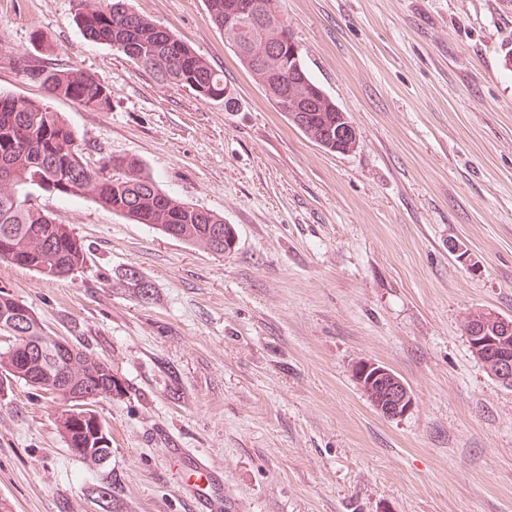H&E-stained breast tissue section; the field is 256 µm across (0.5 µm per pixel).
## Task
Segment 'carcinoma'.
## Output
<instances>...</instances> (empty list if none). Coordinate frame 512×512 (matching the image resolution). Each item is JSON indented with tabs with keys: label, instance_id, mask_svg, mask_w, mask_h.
<instances>
[{
	"label": "carcinoma",
	"instance_id": "cac0c4a2",
	"mask_svg": "<svg viewBox=\"0 0 512 512\" xmlns=\"http://www.w3.org/2000/svg\"><path fill=\"white\" fill-rule=\"evenodd\" d=\"M214 25L224 34L240 64L265 87L280 112L300 104L288 86L302 88L315 99L311 120L300 131L312 142L336 127V102L309 75L288 73V50L271 48L288 29L281 0H206ZM76 21L90 40L105 44L152 71L163 83L187 86L205 101L229 107L231 89L224 73L214 69L170 30L138 14L129 0H77ZM27 80L36 81L47 97L65 98L95 111L112 107V91L94 75L73 65L51 64L22 54L15 58ZM65 197H90L134 224H147L185 243L215 254L235 245L232 225L224 217L166 194L133 159L107 154L91 167L83 157L67 121L47 103L0 93V262L32 270L50 280L66 278L82 268L86 249L67 224H58L34 202L32 190ZM25 338L0 329V380L22 382L55 401L61 395L92 388L110 398L123 393L125 382L105 361L75 346L60 362L27 358L29 347L49 351L55 340L33 312L26 315ZM59 432L64 441L90 424L92 410L61 404ZM107 512H122V481L110 472ZM89 488L93 495L101 488Z\"/></svg>",
	"mask_w": 512,
	"mask_h": 512
}]
</instances>
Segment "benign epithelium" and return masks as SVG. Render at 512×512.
Returning <instances> with one entry per match:
<instances>
[{"mask_svg":"<svg viewBox=\"0 0 512 512\" xmlns=\"http://www.w3.org/2000/svg\"><path fill=\"white\" fill-rule=\"evenodd\" d=\"M336 128L335 151L346 153L357 145V133L346 117ZM465 335L471 350L499 383L512 387V319L486 312L476 321L468 320ZM357 382L367 392L375 410L386 418L408 412L413 404L407 384L392 369L376 361L363 360L356 365Z\"/></svg>","mask_w":512,"mask_h":512,"instance_id":"7a95c632","label":"benign epithelium"}]
</instances>
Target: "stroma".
Instances as JSON below:
<instances>
[{
  "mask_svg": "<svg viewBox=\"0 0 512 512\" xmlns=\"http://www.w3.org/2000/svg\"><path fill=\"white\" fill-rule=\"evenodd\" d=\"M130 2L223 71L234 106L88 40L75 0H0V91L42 98L12 59L52 42L47 61L112 92L106 112L50 102L85 158L136 160L222 214L235 248L35 192L87 261L60 280L0 265V287L127 392L96 405L107 470L67 450L56 403L0 392V508L93 512L86 489L112 470L128 512H188L175 444L223 475L230 512H512V389L464 334L470 312L512 318V0H282L305 67L357 131L348 153L288 124L205 0ZM123 269L153 303L114 279ZM360 360L404 380L409 413L374 410Z\"/></svg>",
  "mask_w": 512,
  "mask_h": 512,
  "instance_id": "obj_1",
  "label": "stroma"
}]
</instances>
